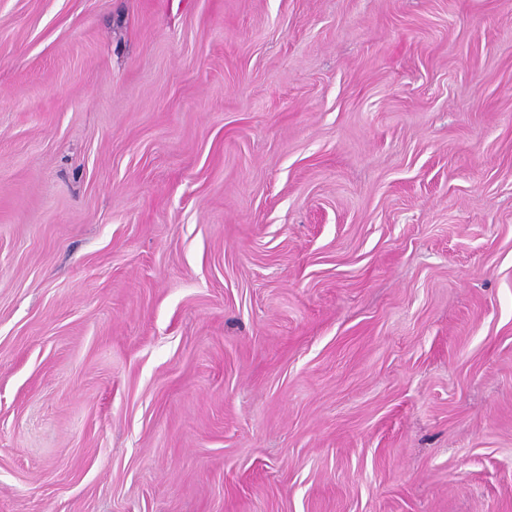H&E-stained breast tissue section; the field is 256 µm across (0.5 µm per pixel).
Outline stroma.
<instances>
[{"label":"stroma","instance_id":"stroma-1","mask_svg":"<svg viewBox=\"0 0 512 512\" xmlns=\"http://www.w3.org/2000/svg\"><path fill=\"white\" fill-rule=\"evenodd\" d=\"M0 512H512V0H0Z\"/></svg>","mask_w":512,"mask_h":512}]
</instances>
